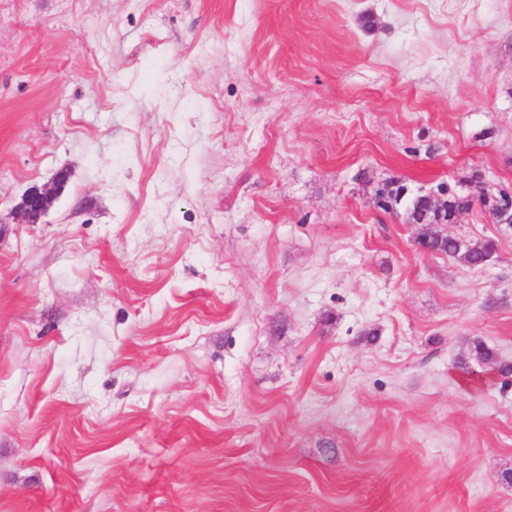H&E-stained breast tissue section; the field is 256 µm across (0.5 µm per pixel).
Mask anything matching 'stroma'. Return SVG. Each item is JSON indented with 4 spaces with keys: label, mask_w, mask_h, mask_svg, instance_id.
<instances>
[{
    "label": "stroma",
    "mask_w": 512,
    "mask_h": 512,
    "mask_svg": "<svg viewBox=\"0 0 512 512\" xmlns=\"http://www.w3.org/2000/svg\"><path fill=\"white\" fill-rule=\"evenodd\" d=\"M477 172L512 0H0V512H512V228L372 200ZM374 199L377 202L380 199L386 200L389 210L394 206H403L413 224H422L424 229L425 244L432 253H442L448 257H458L464 253V250L458 252L456 240L457 237H450L444 232L442 226L448 224L452 210L468 211L472 202L469 201L467 194L457 193L453 197L448 211L439 212L433 209L426 197V194L414 193L407 185L396 180H387L374 187ZM470 250L465 254V264L471 268H477L483 265V257L487 252L495 250L496 244L491 239L468 241ZM56 196L54 187H31L15 207V215L22 223L35 224L46 213Z\"/></svg>",
    "instance_id": "stroma-1"
}]
</instances>
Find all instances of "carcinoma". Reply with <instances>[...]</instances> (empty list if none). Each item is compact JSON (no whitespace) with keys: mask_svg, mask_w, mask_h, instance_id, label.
I'll return each instance as SVG.
<instances>
[{"mask_svg":"<svg viewBox=\"0 0 512 512\" xmlns=\"http://www.w3.org/2000/svg\"><path fill=\"white\" fill-rule=\"evenodd\" d=\"M374 199L386 200V206L392 209L396 206L404 207L406 213L414 224L423 225L425 244L432 253H442L450 257L459 255L456 238L448 236L442 226L448 223L452 210L468 211L472 202L467 195L459 193L453 197L448 211L439 212L433 209L426 197L421 193H414L407 185L387 180L374 187ZM496 244L491 239L470 242V250L465 253V264L471 268L483 265L486 253L495 250Z\"/></svg>","mask_w":512,"mask_h":512,"instance_id":"carcinoma-1","label":"carcinoma"}]
</instances>
